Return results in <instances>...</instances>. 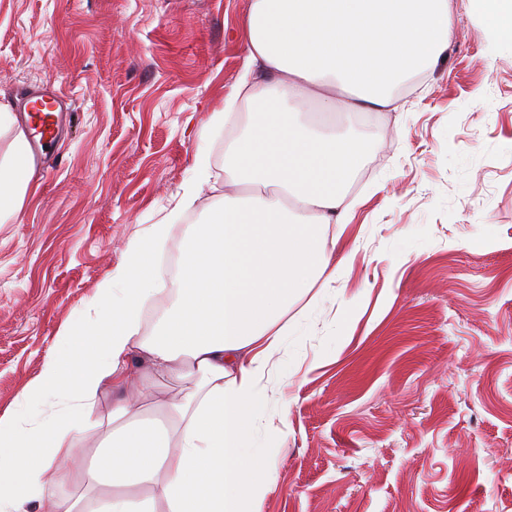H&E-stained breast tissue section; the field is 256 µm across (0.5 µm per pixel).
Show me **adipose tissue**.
Returning a JSON list of instances; mask_svg holds the SVG:
<instances>
[{
    "instance_id": "adipose-tissue-1",
    "label": "adipose tissue",
    "mask_w": 512,
    "mask_h": 512,
    "mask_svg": "<svg viewBox=\"0 0 512 512\" xmlns=\"http://www.w3.org/2000/svg\"><path fill=\"white\" fill-rule=\"evenodd\" d=\"M494 40L512 46V0H470ZM248 51L234 92L208 125L237 127L224 150L214 221L181 248L176 290L155 333L141 311L160 277L154 224L56 337L15 408L0 415V512H75L60 488L78 481L85 512H258L276 486L256 462L261 380L286 339L301 336L292 303L336 278L348 217L345 185L361 146L300 121L323 112L372 117L396 107L394 87L448 47V0H252ZM0 223L36 192L25 130L0 102ZM111 395L106 417L93 416ZM104 429L94 456L80 446Z\"/></svg>"
}]
</instances>
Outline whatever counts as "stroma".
I'll use <instances>...</instances> for the list:
<instances>
[{
	"mask_svg": "<svg viewBox=\"0 0 512 512\" xmlns=\"http://www.w3.org/2000/svg\"><path fill=\"white\" fill-rule=\"evenodd\" d=\"M251 0H0V101L50 85L68 131L0 223V415L90 305L126 244L169 223L181 250L221 207L225 130ZM448 49L359 119L341 264L262 381L261 512H512V49L448 0ZM195 210L166 217L195 176ZM195 168L199 176L187 181L183 186L176 207L170 212L168 219L175 220L182 213L192 210L201 197V187L205 175L210 169V150L208 142L201 136L195 153Z\"/></svg>",
	"mask_w": 512,
	"mask_h": 512,
	"instance_id": "stroma-1",
	"label": "stroma"
}]
</instances>
